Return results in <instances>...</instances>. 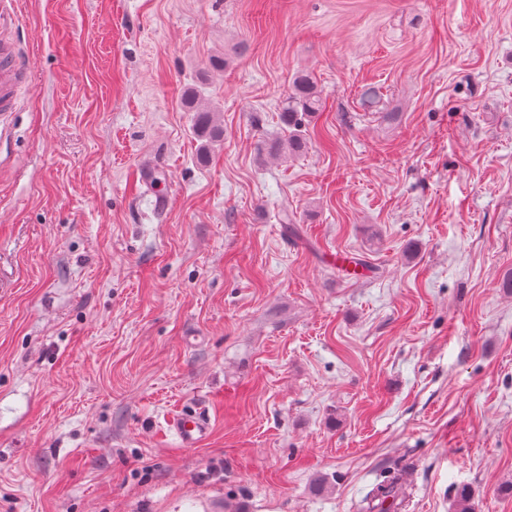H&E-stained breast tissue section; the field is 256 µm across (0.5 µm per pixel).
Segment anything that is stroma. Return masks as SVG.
Masks as SVG:
<instances>
[{
  "mask_svg": "<svg viewBox=\"0 0 512 512\" xmlns=\"http://www.w3.org/2000/svg\"><path fill=\"white\" fill-rule=\"evenodd\" d=\"M0 26L31 75L0 131V512H355L398 468L406 512H512V0H14ZM303 71L324 109L270 157ZM184 96L186 104L196 112L194 132L201 141V155L205 157L213 143L224 136V129L216 117L217 109L200 101L197 91H185ZM170 431L187 448L196 447L209 433L210 419L202 408L175 414L169 422Z\"/></svg>",
  "mask_w": 512,
  "mask_h": 512,
  "instance_id": "1",
  "label": "stroma"
}]
</instances>
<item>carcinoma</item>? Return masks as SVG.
Returning <instances> with one entry per match:
<instances>
[{
  "mask_svg": "<svg viewBox=\"0 0 512 512\" xmlns=\"http://www.w3.org/2000/svg\"><path fill=\"white\" fill-rule=\"evenodd\" d=\"M185 101L192 111L196 112L194 132L201 141V155L205 156L214 142L224 136V129L216 117L217 109L206 105L197 98L194 90L185 92ZM323 110V100L318 91L315 79L308 73L297 75L292 82L290 91L284 96L280 111L282 123L290 129L288 138L270 144V152L297 155L307 148V138L301 134L302 117H310ZM399 496L395 485L391 482L376 487L372 497L369 498L365 509L375 512L378 500L384 504L393 502Z\"/></svg>",
  "mask_w": 512,
  "mask_h": 512,
  "instance_id": "cac0c4a2",
  "label": "carcinoma"
}]
</instances>
